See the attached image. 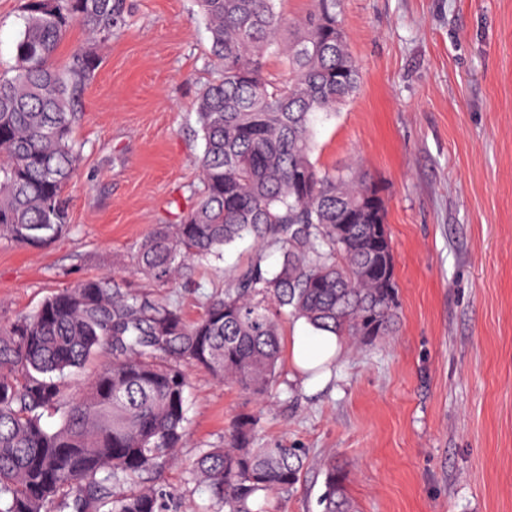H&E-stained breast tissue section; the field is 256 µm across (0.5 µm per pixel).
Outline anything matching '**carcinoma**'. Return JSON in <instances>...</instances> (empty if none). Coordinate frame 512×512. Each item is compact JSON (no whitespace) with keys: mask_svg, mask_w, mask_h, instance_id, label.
<instances>
[{"mask_svg":"<svg viewBox=\"0 0 512 512\" xmlns=\"http://www.w3.org/2000/svg\"><path fill=\"white\" fill-rule=\"evenodd\" d=\"M279 0H196L219 77L197 101L203 185L177 224L143 239L136 273L155 286L251 237L258 254L190 321L167 298L90 277L0 329V512H181L156 483L186 436L189 370L263 399L280 374L281 318L356 343L389 336L398 285L383 188L354 167L312 160L313 121L355 92L359 68L336 18L340 0H313L294 21ZM126 0H26L12 75H0V238L41 248L70 223L68 188L80 156L75 96L97 69L96 45L126 24ZM86 33L64 67L57 49ZM285 55L288 76L268 70ZM100 360L85 392L66 378ZM53 412L60 424H42ZM260 417L243 413L224 444L199 453L193 479L216 512H262L289 493L298 448L254 447ZM334 464L323 512H353ZM85 43V35L82 28L73 25L67 32L56 56V65L63 66L72 52V50Z\"/></svg>","mask_w":512,"mask_h":512,"instance_id":"obj_1","label":"carcinoma"}]
</instances>
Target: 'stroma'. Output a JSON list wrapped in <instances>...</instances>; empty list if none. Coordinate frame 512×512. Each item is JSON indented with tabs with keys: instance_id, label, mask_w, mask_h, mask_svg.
Segmentation results:
<instances>
[{
	"instance_id": "stroma-1",
	"label": "stroma",
	"mask_w": 512,
	"mask_h": 512,
	"mask_svg": "<svg viewBox=\"0 0 512 512\" xmlns=\"http://www.w3.org/2000/svg\"><path fill=\"white\" fill-rule=\"evenodd\" d=\"M127 3L80 95L68 230L40 249L0 238V328L91 276L143 286L138 244L202 187L196 102L217 76L207 25L194 0ZM21 7L0 0V73ZM338 20L360 83L318 114L313 158L385 188L397 330L345 345L317 382L282 365L261 401L192 372L188 435L161 481L185 512H205L188 467L248 412L262 417L256 447L307 455L269 512H321L332 459L356 512H512V0H343ZM252 255L237 242L163 292L197 318Z\"/></svg>"
}]
</instances>
